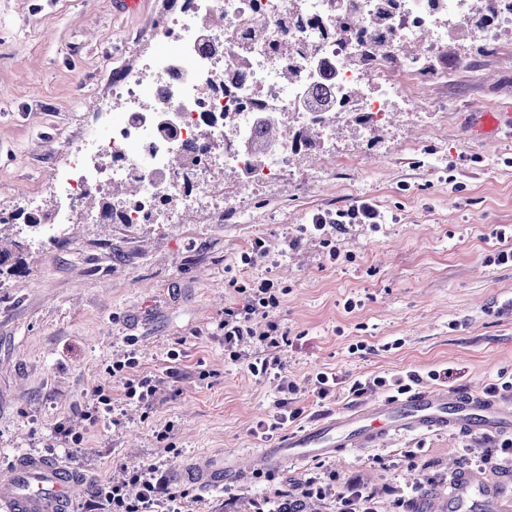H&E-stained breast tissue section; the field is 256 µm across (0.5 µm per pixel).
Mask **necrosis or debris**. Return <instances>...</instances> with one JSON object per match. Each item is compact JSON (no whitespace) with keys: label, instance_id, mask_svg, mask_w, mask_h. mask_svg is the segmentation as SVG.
<instances>
[{"label":"necrosis or debris","instance_id":"1","mask_svg":"<svg viewBox=\"0 0 512 512\" xmlns=\"http://www.w3.org/2000/svg\"><path fill=\"white\" fill-rule=\"evenodd\" d=\"M376 0H299L293 19H286L288 0H182L177 12L158 29L159 37L175 43L171 53L150 55L137 71L122 72L114 80L112 96L125 119L104 134L81 142L54 174V185L67 206L50 217L28 207L30 218L39 220L37 234L60 230L84 210L86 201L104 197L113 186L136 182L131 202L118 215L98 211L92 220L108 224L152 223L164 198H172L167 223L181 221L183 210L207 198L214 212L224 210L222 196L211 191L216 163L245 176L249 186L274 183L288 165L292 149L281 143L263 148L255 160L252 144L259 142V120L268 111L288 112L296 125L314 118L303 104L306 80L290 84L281 75V43L306 47L304 68L329 64L336 73L333 88L344 96L361 89L359 106H347L351 122L388 123L395 101L402 96L399 82L388 73L389 58H400L407 46L438 51L449 32L473 29L470 0H444L442 15H435L426 0H400L392 21L377 31L385 56L370 68L358 63L357 39L336 37L338 14L354 11L371 15ZM223 14L222 25L212 24ZM152 90L150 104L142 102L143 86ZM173 116L172 124L161 115ZM233 126H225V116ZM208 138H201L200 130ZM224 143L222 158L209 151L211 141ZM187 158L186 170L176 169V155Z\"/></svg>","mask_w":512,"mask_h":512}]
</instances>
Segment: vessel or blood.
<instances>
[{"instance_id": "b4317fda", "label": "vessel or blood", "mask_w": 512, "mask_h": 512, "mask_svg": "<svg viewBox=\"0 0 512 512\" xmlns=\"http://www.w3.org/2000/svg\"><path fill=\"white\" fill-rule=\"evenodd\" d=\"M485 131L512 138V113L480 114ZM447 427L458 432L512 430V412L484 394L445 387L420 388L399 399L386 397L342 414H324L307 428L291 434L253 457V464L295 465L311 457H332L343 448H373L387 436ZM236 463L223 453H206L174 470L176 481L202 489L223 486L240 476ZM80 475L74 468L33 454L18 457L11 479L0 482V505L8 512H71ZM483 504L499 512L501 500L482 475L463 471L448 493V512H465Z\"/></svg>"}]
</instances>
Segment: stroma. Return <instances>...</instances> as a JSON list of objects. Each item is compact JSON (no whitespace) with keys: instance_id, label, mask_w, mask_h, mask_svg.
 <instances>
[{"instance_id":"stroma-1","label":"stroma","mask_w":512,"mask_h":512,"mask_svg":"<svg viewBox=\"0 0 512 512\" xmlns=\"http://www.w3.org/2000/svg\"><path fill=\"white\" fill-rule=\"evenodd\" d=\"M170 0H142L122 14L112 0H0V209L35 199L42 215L63 208L51 175L85 136L98 112L124 118L112 98V70H137L169 43L143 41L172 13ZM446 79H411L391 121L369 128L337 114L327 155L292 154L280 182L262 192L238 172L216 169L213 190L227 207L184 211L178 224H89L77 220L51 241L8 228L23 245V273L0 277V478L23 453L56 458L86 473L74 512L106 482L115 462H154L155 429L175 423L178 466L204 452L247 458L310 424L376 399L356 396L354 379L445 368L446 387L486 391L512 380V266L500 265L512 227V139L476 132L478 111L512 113V29L494 41L482 32L449 40ZM433 112H417L419 99ZM367 199L380 228L349 224L330 259L301 228L314 214ZM301 238L298 249L283 242ZM270 253L241 261L255 241ZM269 278L286 287L273 320L288 332L281 358L300 386L301 416L269 437L255 435L274 411L277 381L224 357L217 326L241 302L230 279ZM357 300L345 309L347 299ZM133 348L139 370L181 377L172 399L143 411L112 402L123 424L82 418L93 388L108 382L117 349ZM180 351L169 360V350ZM206 379H198V371ZM335 374L326 399L310 384ZM83 434L80 460L56 437L58 423ZM450 429L391 436L368 450L344 449L288 469L255 471L213 492L181 484L184 512H255L276 490L299 495L313 474L335 490L360 482L377 512H411L405 489L419 481L431 512H444L448 474L467 449L492 451L503 440Z\"/></svg>"}]
</instances>
